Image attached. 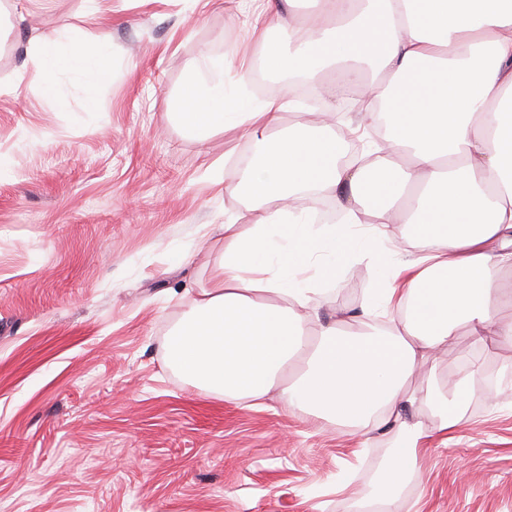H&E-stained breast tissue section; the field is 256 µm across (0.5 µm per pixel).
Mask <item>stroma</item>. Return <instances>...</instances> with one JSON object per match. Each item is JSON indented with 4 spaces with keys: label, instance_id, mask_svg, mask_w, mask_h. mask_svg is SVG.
<instances>
[{
    "label": "stroma",
    "instance_id": "35a3bbf8",
    "mask_svg": "<svg viewBox=\"0 0 512 512\" xmlns=\"http://www.w3.org/2000/svg\"><path fill=\"white\" fill-rule=\"evenodd\" d=\"M0 512H387L376 485L395 440L289 411L279 392L245 408L191 385L166 343L206 279L219 243L208 225L251 223L239 193L243 156L263 133L197 131L176 101L190 78L238 85L240 62L278 26L264 0H0ZM108 37L112 72L87 85L56 74L66 107L26 72L33 38ZM233 55L236 67L205 68ZM20 87H13L17 74ZM98 109L86 111L87 98ZM332 131L391 156L362 115ZM321 316L363 320L377 286L348 261ZM480 365L512 363V346L460 327L435 370L414 385ZM397 512H512V386L471 381L463 422L427 442Z\"/></svg>",
    "mask_w": 512,
    "mask_h": 512
}]
</instances>
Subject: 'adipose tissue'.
<instances>
[{
	"label": "adipose tissue",
	"mask_w": 512,
	"mask_h": 512,
	"mask_svg": "<svg viewBox=\"0 0 512 512\" xmlns=\"http://www.w3.org/2000/svg\"><path fill=\"white\" fill-rule=\"evenodd\" d=\"M318 18L291 13L295 40L280 49L263 33L273 72L335 71L370 105L384 103L392 149L408 168L340 164L343 145L329 125L301 124L264 139L239 185L260 202L249 224L213 225L224 242L189 316L167 341L177 368L200 389L240 403L280 390L291 411L328 421L396 427L398 445L380 484L397 489L418 468L429 438L447 437L480 366L454 384L424 389L409 379L433 362L459 327L512 343V323L496 319L512 272V0H322ZM28 63L43 94L65 106L54 79L66 68L90 84L112 69L107 40L64 35L36 40ZM284 102L227 99L223 86L190 80L177 109L192 129L278 126ZM304 190L335 193L339 224H305L289 201ZM378 224L405 223L414 258L388 263L350 227L360 213ZM350 258L377 264L371 308L385 325L322 319L321 287ZM301 356L303 374L279 379ZM428 408L432 428L408 411Z\"/></svg>",
	"instance_id": "obj_1"
}]
</instances>
